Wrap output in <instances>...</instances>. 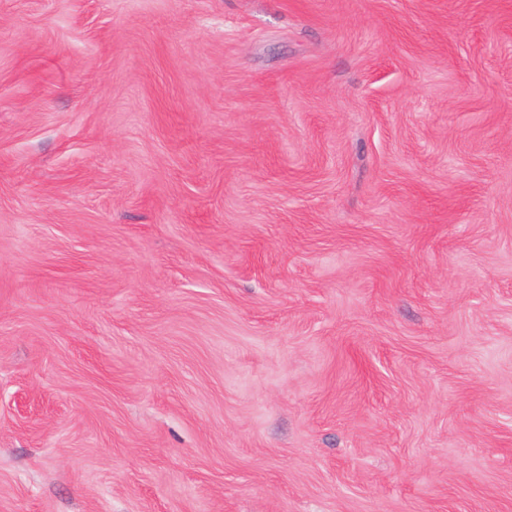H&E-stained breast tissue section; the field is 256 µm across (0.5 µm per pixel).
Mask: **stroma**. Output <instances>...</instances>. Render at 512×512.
<instances>
[{
  "label": "stroma",
  "instance_id": "obj_1",
  "mask_svg": "<svg viewBox=\"0 0 512 512\" xmlns=\"http://www.w3.org/2000/svg\"><path fill=\"white\" fill-rule=\"evenodd\" d=\"M0 512H512V0H0Z\"/></svg>",
  "mask_w": 512,
  "mask_h": 512
}]
</instances>
